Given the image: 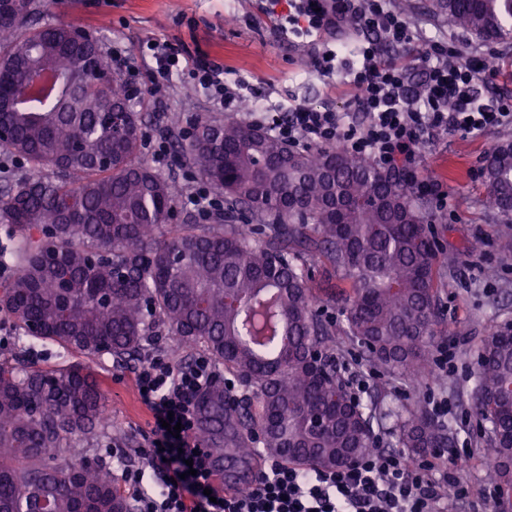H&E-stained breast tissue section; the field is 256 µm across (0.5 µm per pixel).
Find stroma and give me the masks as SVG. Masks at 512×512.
<instances>
[{"label": "stroma", "instance_id": "stroma-1", "mask_svg": "<svg viewBox=\"0 0 512 512\" xmlns=\"http://www.w3.org/2000/svg\"><path fill=\"white\" fill-rule=\"evenodd\" d=\"M43 18L48 22L76 24L100 39L104 52L116 51L134 65L135 80L143 94L140 108L178 116L171 129L148 125L143 159H150L151 147L160 136L169 141L198 117L212 121H240V112H223L199 90H190L187 77L176 74L160 78L146 46L153 40L183 43L194 55L205 54L223 63L226 82H248L264 103L274 111L294 105L329 107L346 111L354 100L353 88L341 76L324 77L316 72L313 58L322 45L298 30H286V7L277 14L265 10L264 0H42ZM418 34L417 41L402 48L385 49L386 58L415 63L422 50L421 35L436 30L452 31L447 19L435 18L423 9L424 0H390ZM165 85L168 94L153 97L152 89ZM512 141V124L495 126L477 137L448 134L425 147L418 170L420 177L440 180L448 188V204L456 220L438 215L437 237L444 250L457 253L459 262L444 278L440 294L444 335L441 349L454 351L453 372L436 371L431 388L435 400L447 401L446 421L456 439L452 450L470 455L471 463L460 473L474 487L485 481L488 462L469 435L476 428L473 414L475 360L481 342L494 328L512 323V258H503L496 246L501 224L485 207V179L474 180L471 170L486 166L491 148ZM19 329L0 313V337L11 344L0 345V362L25 358L42 368H62L86 362L83 355L67 352L52 343L24 345ZM106 398L111 429L98 447L78 448V455L99 458L112 453V477H120L121 465L133 460L134 450L153 424L152 414L142 402L134 376L136 361L116 365L108 360L90 362Z\"/></svg>", "mask_w": 512, "mask_h": 512}]
</instances>
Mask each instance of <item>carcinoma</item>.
<instances>
[{"instance_id":"cac0c4a2","label":"carcinoma","mask_w":512,"mask_h":512,"mask_svg":"<svg viewBox=\"0 0 512 512\" xmlns=\"http://www.w3.org/2000/svg\"><path fill=\"white\" fill-rule=\"evenodd\" d=\"M0 7V110L13 130L0 151L29 175L0 184V312L29 333L126 363L165 332L200 347L251 390L244 405L218 387L203 401L214 422L196 438L214 451L262 447L329 469L381 444L423 455L454 443L430 396L442 276L457 256L436 244L426 199L364 156L295 151L257 123L194 121L176 152L224 195L212 224H176L178 187L140 159L145 115L112 73L100 43L68 42L72 26L40 23L37 0ZM428 9L482 41L512 40V0H428ZM121 111L113 114L112 107ZM486 204L512 256V148L492 149ZM173 229L160 240L162 229ZM322 258L343 303L338 327L314 310L297 248ZM388 384L414 389L395 430L374 398L351 396L336 333ZM476 444L489 460L494 512H512V330L478 352ZM105 397L88 368L0 362V512H131L104 468L74 454L108 432Z\"/></svg>"}]
</instances>
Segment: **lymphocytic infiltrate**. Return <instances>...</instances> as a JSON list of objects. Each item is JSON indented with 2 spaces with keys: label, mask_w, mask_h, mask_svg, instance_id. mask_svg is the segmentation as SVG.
<instances>
[{
  "label": "lymphocytic infiltrate",
  "mask_w": 512,
  "mask_h": 512,
  "mask_svg": "<svg viewBox=\"0 0 512 512\" xmlns=\"http://www.w3.org/2000/svg\"><path fill=\"white\" fill-rule=\"evenodd\" d=\"M287 3L288 22L305 35L333 40L319 52L321 74L344 71L354 87V109L338 112L297 104L272 116L269 126L288 146L309 150L343 147L362 154L380 170L406 175L416 193L431 197L436 210L447 206L448 190L439 180L416 175L422 149L454 133L477 137L488 128L512 123V97L479 103L473 92L477 74L494 82L483 56L464 58L462 41L446 34L429 41L420 59V80L408 68L385 60V47L402 48L415 38L409 21L388 0H268L269 12ZM147 48L155 72L168 77L186 71L210 101L238 112L248 97L244 85L230 87L224 67L205 56L188 57L170 41L154 40ZM350 49L355 64L339 67V49ZM219 369L204 352L187 362L150 353L135 371L140 398L154 419L152 440L140 449V464L124 465L121 481L135 512H457L473 504L478 493L462 482V456L447 471L436 472L427 459L377 448L360 460L337 468L304 469L276 456L252 485H219L210 455L195 453L190 443L200 404L216 383ZM180 422V433L162 427L164 419ZM153 473L145 488V473Z\"/></svg>",
  "instance_id": "f902f5d3"
}]
</instances>
